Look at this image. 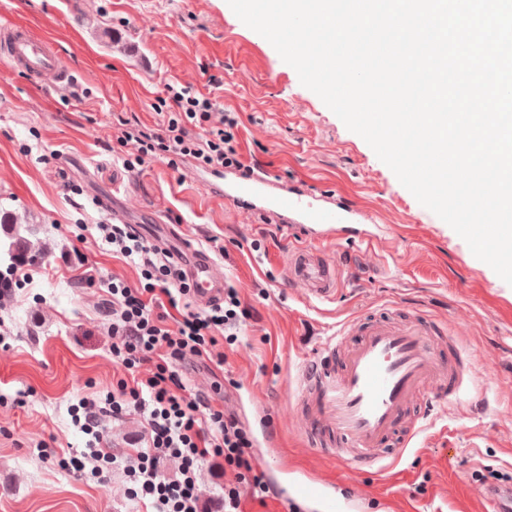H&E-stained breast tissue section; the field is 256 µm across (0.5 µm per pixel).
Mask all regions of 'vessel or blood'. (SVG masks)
<instances>
[{
  "label": "vessel or blood",
  "mask_w": 512,
  "mask_h": 512,
  "mask_svg": "<svg viewBox=\"0 0 512 512\" xmlns=\"http://www.w3.org/2000/svg\"><path fill=\"white\" fill-rule=\"evenodd\" d=\"M0 63L26 73L36 87L49 78L59 84L70 80L59 65L54 42L35 36L19 22L0 24ZM224 198L233 204L251 200L256 209L282 217L294 231L299 244L288 253L286 273L310 300L324 301L336 293V267L323 258L321 240H372L371 233L357 228L358 223L370 222L371 214L321 206L306 189L280 187L266 174L225 182ZM183 248L188 252L195 302L204 307L217 303L224 296V278L214 259L191 243ZM354 326L351 320L342 323L309 354L299 372V395L310 422L341 439L335 456L352 470L380 464L382 440L405 420L421 395L428 393L448 404L473 382L468 364L442 368L435 356V330L426 322L377 321L362 329L355 344L344 346ZM295 494L317 502L319 512H336L335 503L316 480L296 481Z\"/></svg>",
  "instance_id": "b4317fda"
}]
</instances>
